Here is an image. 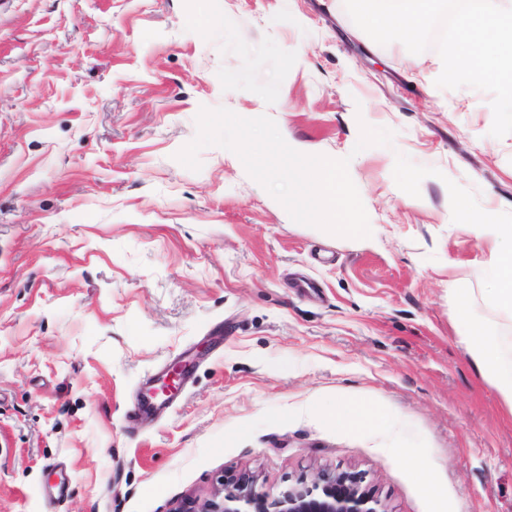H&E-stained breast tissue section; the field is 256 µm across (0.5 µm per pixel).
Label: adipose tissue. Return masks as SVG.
I'll return each mask as SVG.
<instances>
[{"mask_svg":"<svg viewBox=\"0 0 512 512\" xmlns=\"http://www.w3.org/2000/svg\"><path fill=\"white\" fill-rule=\"evenodd\" d=\"M477 234L496 242L484 267L488 284L485 303L493 309L511 311L512 225L498 223L491 214L478 225ZM450 317L455 326L460 327V341L476 367L493 376L503 399L512 405V338L501 335L496 327L474 320L470 293L466 288H455Z\"/></svg>","mask_w":512,"mask_h":512,"instance_id":"1","label":"adipose tissue"}]
</instances>
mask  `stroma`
<instances>
[{"label":"stroma","mask_w":512,"mask_h":512,"mask_svg":"<svg viewBox=\"0 0 512 512\" xmlns=\"http://www.w3.org/2000/svg\"><path fill=\"white\" fill-rule=\"evenodd\" d=\"M441 70L343 0H0V512H173L323 470L385 512H512V406L448 317L462 285L512 336L475 228L512 224V134ZM204 107L348 159L371 237L294 222L232 151L182 165ZM364 123L391 145L355 152ZM203 342L177 402L128 417ZM332 414L336 416V420L344 421L358 428L372 425L380 419L378 411L369 409L355 402L336 404Z\"/></svg>","instance_id":"1"}]
</instances>
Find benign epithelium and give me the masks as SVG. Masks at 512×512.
Instances as JSON below:
<instances>
[{
	"mask_svg": "<svg viewBox=\"0 0 512 512\" xmlns=\"http://www.w3.org/2000/svg\"><path fill=\"white\" fill-rule=\"evenodd\" d=\"M175 512H385L378 500L360 490L347 473H318L310 486L292 487L277 495L250 478L224 482L222 494L191 502Z\"/></svg>",
	"mask_w": 512,
	"mask_h": 512,
	"instance_id": "obj_1",
	"label": "benign epithelium"
}]
</instances>
